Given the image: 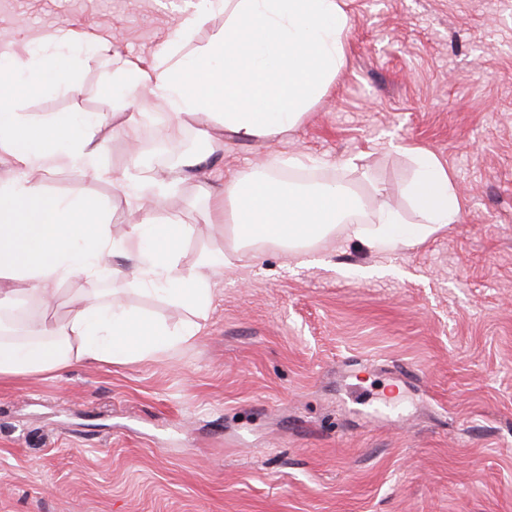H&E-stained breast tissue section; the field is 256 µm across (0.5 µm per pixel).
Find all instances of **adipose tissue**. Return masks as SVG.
Masks as SVG:
<instances>
[{"label":"adipose tissue","instance_id":"adipose-tissue-1","mask_svg":"<svg viewBox=\"0 0 512 512\" xmlns=\"http://www.w3.org/2000/svg\"><path fill=\"white\" fill-rule=\"evenodd\" d=\"M218 14L225 17L223 30L204 48L189 50L194 34ZM349 28L342 0H197L181 12L155 65L126 61L117 79L126 93H145L163 107L170 147L179 145L190 120L214 151L228 136L273 139L298 128L345 66ZM23 76L41 88L59 87L61 80L51 58L38 51L0 62V154L15 171L14 178L0 179V310L33 296L52 311L59 284L83 279L156 295L191 317L172 326L86 293L64 323L44 320L29 337L10 338L9 326L1 325L0 378L160 359L194 344L214 304L215 278L249 263L259 249L277 248L309 265L339 224L367 246L391 249L425 241L456 223L461 212L450 176L425 152L415 156L419 171L408 188L421 222L407 233L399 229L402 215L384 202L375 225L350 223L360 201L347 187L295 189L267 175H233L207 192L212 208L206 222L224 225L225 246L201 253L187 267L181 244L197 234V225L161 223L154 212L175 181L199 176L202 159L178 158L171 166L174 181L156 180L137 147L144 115L130 112L123 129L131 167L110 174L99 164L107 147L102 117L17 111L14 88ZM62 165L111 179L142 211L141 221L118 237L97 200L45 193L40 180Z\"/></svg>","mask_w":512,"mask_h":512}]
</instances>
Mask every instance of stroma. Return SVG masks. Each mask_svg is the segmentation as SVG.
<instances>
[{
	"instance_id": "stroma-1",
	"label": "stroma",
	"mask_w": 512,
	"mask_h": 512,
	"mask_svg": "<svg viewBox=\"0 0 512 512\" xmlns=\"http://www.w3.org/2000/svg\"><path fill=\"white\" fill-rule=\"evenodd\" d=\"M186 0H0V54L63 28L70 86L23 111L102 115L101 167L129 163L118 60L155 61ZM347 64L295 132L225 140L158 218L199 224L204 185L301 159L370 225L406 221L413 156L462 197L457 223L375 251L344 227L302 266L267 249L216 280L200 338L161 360L0 379V512H512V0H343ZM43 190L137 220L112 184L62 168Z\"/></svg>"
}]
</instances>
